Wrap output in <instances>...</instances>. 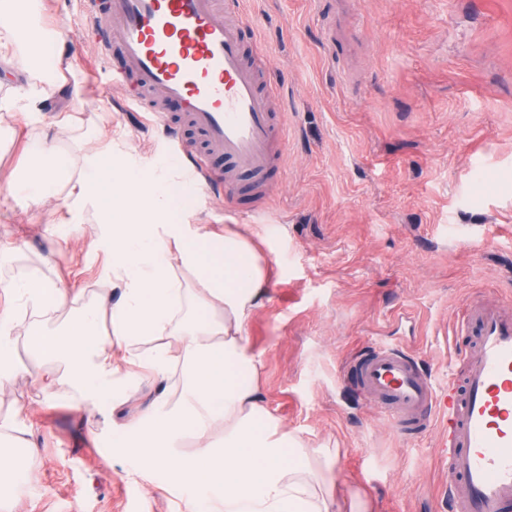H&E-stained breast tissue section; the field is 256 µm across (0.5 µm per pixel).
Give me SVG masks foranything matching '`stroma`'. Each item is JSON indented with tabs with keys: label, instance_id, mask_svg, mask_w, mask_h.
Returning a JSON list of instances; mask_svg holds the SVG:
<instances>
[{
	"label": "stroma",
	"instance_id": "stroma-1",
	"mask_svg": "<svg viewBox=\"0 0 512 512\" xmlns=\"http://www.w3.org/2000/svg\"><path fill=\"white\" fill-rule=\"evenodd\" d=\"M63 25L61 87L41 112L0 114V187L28 166L20 144L53 128L73 97L83 110L58 146L81 155L112 141L147 169L166 152L159 125L126 110L77 0H44ZM277 109L288 118L283 168L264 205L240 170L233 200L194 196L191 224H247L262 236L268 286L248 326L264 371L261 394L310 448L333 450L343 480L371 512H448L439 496V426L401 433L359 396L345 360L399 344L443 377L469 297L512 301V0H247ZM335 44H328L325 33ZM62 195L0 220V282L31 274L67 288L54 311L18 308V369L0 388V419L27 446L31 479L10 512H178L161 470L137 471L111 445L161 391L141 373L127 401L99 407L66 385L46 387L27 331L59 330L112 290V249L92 209L61 223Z\"/></svg>",
	"mask_w": 512,
	"mask_h": 512
}]
</instances>
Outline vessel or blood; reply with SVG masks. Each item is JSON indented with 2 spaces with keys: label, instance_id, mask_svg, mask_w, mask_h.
<instances>
[{
  "label": "vessel or blood",
  "instance_id": "vessel-or-blood-1",
  "mask_svg": "<svg viewBox=\"0 0 512 512\" xmlns=\"http://www.w3.org/2000/svg\"><path fill=\"white\" fill-rule=\"evenodd\" d=\"M91 24L105 23L124 66L115 73L128 101L166 128L183 123L201 137L175 145L187 189L232 195L234 166L258 175L282 167L285 113L274 84L244 48L245 0H79ZM181 106L171 119L168 106ZM232 169L213 172L210 154ZM476 329L447 382L404 348L379 344L351 356L355 386L403 428L442 424V492L450 512H501L512 501V304L501 298L463 303L455 331Z\"/></svg>",
  "mask_w": 512,
  "mask_h": 512
}]
</instances>
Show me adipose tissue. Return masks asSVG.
<instances>
[{"label":"adipose tissue","instance_id":"adipose-tissue-1","mask_svg":"<svg viewBox=\"0 0 512 512\" xmlns=\"http://www.w3.org/2000/svg\"><path fill=\"white\" fill-rule=\"evenodd\" d=\"M40 2L0 0V61L34 78L0 96L1 112L41 111L56 86L44 51L61 44L62 31L42 23ZM27 152L36 171L11 178L0 206L63 192L73 208H92L112 239V285L121 291L115 301L99 297L66 332H30L35 360L66 362V382L100 404L130 386L125 360L164 379L181 374L177 396H159L136 424L114 430L117 455L187 485L184 512H369L356 492L347 505L335 502L331 455L275 423L259 395L264 363L246 328L268 276L253 233L186 223L192 195L177 186L172 167L143 171L112 143L96 146L79 168L40 135ZM4 294L0 385L14 371L17 300L50 311L68 298L65 288L38 275L11 282ZM105 317L112 323L107 338L99 333ZM149 339L152 350L132 354ZM29 480L26 450L0 448V500Z\"/></svg>","mask_w":512,"mask_h":512}]
</instances>
